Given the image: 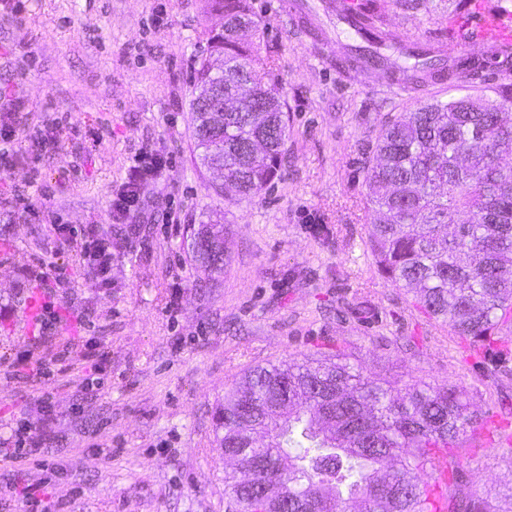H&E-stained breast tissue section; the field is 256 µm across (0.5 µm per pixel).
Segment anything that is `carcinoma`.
<instances>
[{
    "mask_svg": "<svg viewBox=\"0 0 512 512\" xmlns=\"http://www.w3.org/2000/svg\"><path fill=\"white\" fill-rule=\"evenodd\" d=\"M224 13V32L210 37L208 55L196 69L194 89L216 83L212 63L224 64V94L243 78L259 93L263 114L242 101L224 124V179L244 199L258 196L276 177L288 138V107L275 59L262 57L235 29H256L249 0H208ZM363 54L353 67L401 74L409 80L453 79L464 70L480 80L486 61L435 51H399L366 20ZM495 98L467 93L424 103L385 124L376 157L367 168L368 247L379 271L396 287L413 292L414 305L440 320L463 342L494 340L512 325V87ZM266 141L253 158L249 142ZM203 271L221 272L228 258L209 255L192 242ZM246 389L224 393L216 419L217 446L241 464L230 486L234 512H424L425 473L436 448H456L479 424L456 385L405 386L364 373L350 356L256 366ZM277 490L263 496L258 483ZM446 512H509L489 496L463 494L448 483Z\"/></svg>",
    "mask_w": 512,
    "mask_h": 512,
    "instance_id": "obj_1",
    "label": "carcinoma"
}]
</instances>
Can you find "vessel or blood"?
<instances>
[{"instance_id":"b4317fda","label":"vessel or blood","mask_w":512,"mask_h":512,"mask_svg":"<svg viewBox=\"0 0 512 512\" xmlns=\"http://www.w3.org/2000/svg\"><path fill=\"white\" fill-rule=\"evenodd\" d=\"M426 43L457 54L473 51L497 54L512 49V0H472L467 12L454 15ZM432 485L430 512H444L442 492L448 483V459L444 451L433 454L427 468Z\"/></svg>"}]
</instances>
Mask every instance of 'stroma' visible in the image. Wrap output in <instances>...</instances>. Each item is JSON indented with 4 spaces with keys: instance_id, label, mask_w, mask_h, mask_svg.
I'll return each instance as SVG.
<instances>
[{
    "instance_id": "35a3bbf8",
    "label": "stroma",
    "mask_w": 512,
    "mask_h": 512,
    "mask_svg": "<svg viewBox=\"0 0 512 512\" xmlns=\"http://www.w3.org/2000/svg\"><path fill=\"white\" fill-rule=\"evenodd\" d=\"M262 55L275 59L289 131L277 177L254 200L216 193L196 159L194 72L219 14L207 0H0V90L25 103L0 112V436L42 435L39 455L0 460V512L12 487L46 490L60 512H228L230 466L214 413L251 368L324 358L389 380L464 389L496 433H467L465 490L512 491V381L489 371L502 352L460 342L378 270L368 248L366 164L392 116L448 100L439 80L409 91L381 74L346 71L359 40L323 0H251ZM459 0H377L407 35L433 32ZM42 131L31 149L19 123ZM165 155L145 206L113 223L112 199L148 152ZM174 210L178 223L162 221ZM220 217L230 261L196 269L198 224ZM112 238L106 280L80 246ZM65 274L58 322L29 323L43 252ZM87 315L79 324V315ZM40 377L18 365L25 351ZM99 352L96 373L87 356ZM51 430H44V421Z\"/></svg>"
}]
</instances>
